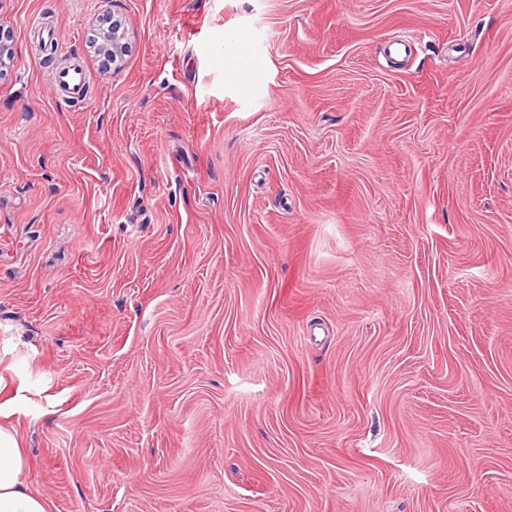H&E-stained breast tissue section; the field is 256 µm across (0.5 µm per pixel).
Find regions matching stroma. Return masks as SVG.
<instances>
[{
  "instance_id": "1",
  "label": "stroma",
  "mask_w": 512,
  "mask_h": 512,
  "mask_svg": "<svg viewBox=\"0 0 512 512\" xmlns=\"http://www.w3.org/2000/svg\"><path fill=\"white\" fill-rule=\"evenodd\" d=\"M0 38L48 512H512V0H0ZM111 32H106L102 35L101 42L98 44V37L101 29H98L97 34L93 35L92 47H96L100 55H106L112 61L113 70H119L122 68L125 61V57L129 53L130 43L127 30L121 26L120 23L115 21L109 22L108 25H104L102 28L110 29Z\"/></svg>"
}]
</instances>
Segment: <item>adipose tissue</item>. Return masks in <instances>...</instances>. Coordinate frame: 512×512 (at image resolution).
<instances>
[{
    "mask_svg": "<svg viewBox=\"0 0 512 512\" xmlns=\"http://www.w3.org/2000/svg\"><path fill=\"white\" fill-rule=\"evenodd\" d=\"M27 458L15 426L0 421V512H47L25 478Z\"/></svg>",
    "mask_w": 512,
    "mask_h": 512,
    "instance_id": "adipose-tissue-1",
    "label": "adipose tissue"
}]
</instances>
